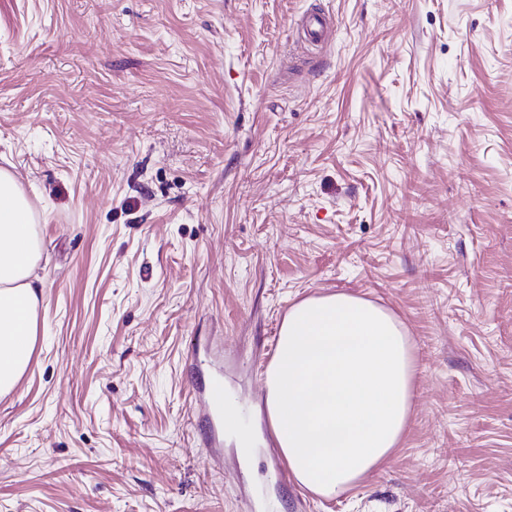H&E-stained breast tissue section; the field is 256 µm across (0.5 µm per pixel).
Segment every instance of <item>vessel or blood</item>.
<instances>
[{"label":"vessel or blood","mask_w":512,"mask_h":512,"mask_svg":"<svg viewBox=\"0 0 512 512\" xmlns=\"http://www.w3.org/2000/svg\"><path fill=\"white\" fill-rule=\"evenodd\" d=\"M327 27V20L322 13L313 11L308 13L302 23L301 41L305 44H314L320 41ZM186 362L196 371H210L211 376L206 383L195 389V401L200 410L195 416V422L202 430V440L211 454L217 455L224 445V430L227 422L224 418V381L220 370H209L208 365L198 353H190Z\"/></svg>","instance_id":"b4317fda"}]
</instances>
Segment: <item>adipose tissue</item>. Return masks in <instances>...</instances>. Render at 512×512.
<instances>
[{
	"mask_svg": "<svg viewBox=\"0 0 512 512\" xmlns=\"http://www.w3.org/2000/svg\"><path fill=\"white\" fill-rule=\"evenodd\" d=\"M40 222L0 169V395L29 369L37 341ZM413 376L410 339L388 310L347 293L295 304L266 372V410L296 482L329 497L388 459L409 424Z\"/></svg>",
	"mask_w": 512,
	"mask_h": 512,
	"instance_id": "adipose-tissue-1",
	"label": "adipose tissue"
}]
</instances>
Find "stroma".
I'll list each match as a JSON object with an SVG mask.
<instances>
[{
    "mask_svg": "<svg viewBox=\"0 0 512 512\" xmlns=\"http://www.w3.org/2000/svg\"><path fill=\"white\" fill-rule=\"evenodd\" d=\"M1 167L46 221L0 512H512V0H0ZM336 293L402 321L415 382L324 498L276 479L261 357ZM206 347L251 457L197 433ZM327 27L326 17L320 12L308 13L302 23V36L304 44H315L320 41Z\"/></svg>",
    "mask_w": 512,
    "mask_h": 512,
    "instance_id": "obj_1",
    "label": "stroma"
}]
</instances>
